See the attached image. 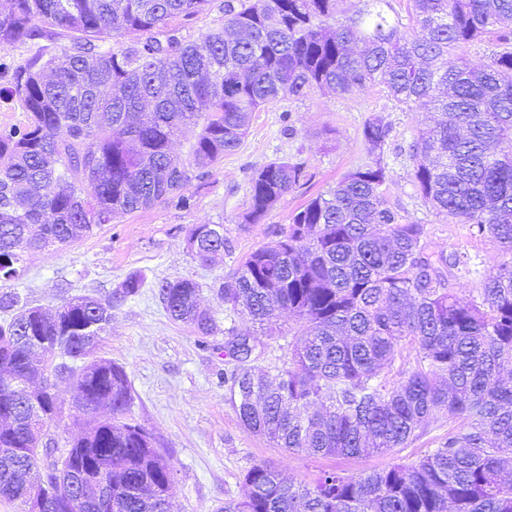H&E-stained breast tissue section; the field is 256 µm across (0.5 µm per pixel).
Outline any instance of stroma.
Listing matches in <instances>:
<instances>
[{
	"label": "stroma",
	"mask_w": 512,
	"mask_h": 512,
	"mask_svg": "<svg viewBox=\"0 0 512 512\" xmlns=\"http://www.w3.org/2000/svg\"><path fill=\"white\" fill-rule=\"evenodd\" d=\"M66 42L62 34L35 37L0 50V131L26 118L21 102L7 92L9 65L57 52ZM380 113L393 127L392 144L381 153L370 151L362 135L365 122ZM422 118V113L389 106L378 86L345 97L316 92L299 102L265 107L253 113L236 150L206 169L203 177L192 179L191 209L161 203L122 215L64 248L24 254L20 276L0 280V295L15 293L29 305L52 308L75 295L106 299L129 273L144 275L137 295L113 305L112 321L97 354L124 367L134 392L132 414L170 459L174 483L168 512H218L226 500H243V476L257 463H272L285 479L304 482L329 469L365 474L416 463L447 433L448 416L442 413L418 440L389 453L322 458L273 447L243 426L225 395L224 343L230 328L255 337L264 345L255 366L270 371L287 361L288 340L267 335L247 317L226 308L210 290L246 254L275 244L278 230L298 206L348 172L377 161L389 175L391 202L427 224L437 246L464 248L477 256L482 272L493 270L500 256L492 243L471 240L466 225L447 223L414 198L411 164L407 157L397 156L395 148L411 142ZM278 159L304 161L306 184L288 192L260 223H244L253 173ZM196 224L223 225L228 241L226 250L207 264L188 248L189 230ZM175 278L201 284L200 305L217 325L212 335H200L169 319L158 298V285ZM56 393L61 412L47 431L63 453L79 435L85 416L76 406L71 381H58Z\"/></svg>",
	"instance_id": "obj_1"
}]
</instances>
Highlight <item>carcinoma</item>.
<instances>
[{"label":"carcinoma","instance_id":"1","mask_svg":"<svg viewBox=\"0 0 512 512\" xmlns=\"http://www.w3.org/2000/svg\"><path fill=\"white\" fill-rule=\"evenodd\" d=\"M210 0H11L0 12V50L66 32L49 57L14 65L9 91L26 121L0 133V279L19 275L29 250L64 247L117 217L157 203L193 205V177L234 151L252 113L316 91L338 96L376 86L403 112H435L409 144L415 199L501 260L480 274L468 252L435 250L427 225L386 198L380 162L360 167L310 198L279 230L213 286L228 308L260 324L277 312L288 326V361L255 372L260 353L229 354L224 386L241 423L290 453L356 457L413 442L448 413V435L418 462L362 475L325 472L284 482L258 463L248 495L222 512H512V0H409V34L379 10L348 15L342 0H224V25L195 41L177 19ZM39 21L36 27L33 21ZM491 46L475 64L469 50ZM197 129L192 161L174 162V138ZM392 124L363 126L381 151ZM306 177L302 161H274L250 180L248 224ZM195 256L224 250V230L195 224ZM478 275L475 294L459 280ZM129 274L105 300L80 295L60 309L19 305L0 323V501L27 512H98L105 473L112 512H159L174 473L151 433L131 418L124 368L96 356L112 299L137 294ZM201 285L164 281L168 316L203 335ZM60 353L54 362L44 356ZM412 358L391 382L396 360ZM76 386L87 427L58 458L37 442L58 411L48 376ZM102 407L111 415L98 418ZM463 426H453L456 421Z\"/></svg>","mask_w":512,"mask_h":512}]
</instances>
